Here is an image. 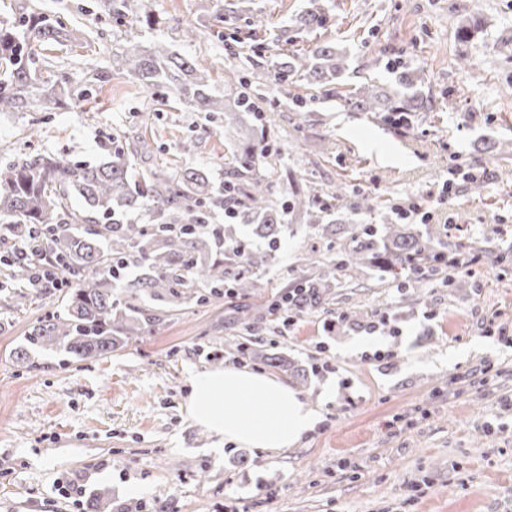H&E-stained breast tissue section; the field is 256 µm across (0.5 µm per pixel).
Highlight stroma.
Here are the masks:
<instances>
[{
	"instance_id": "1",
	"label": "stroma",
	"mask_w": 512,
	"mask_h": 512,
	"mask_svg": "<svg viewBox=\"0 0 512 512\" xmlns=\"http://www.w3.org/2000/svg\"><path fill=\"white\" fill-rule=\"evenodd\" d=\"M37 5L47 20L66 18L78 46L39 53L43 78L69 74L80 85L106 67L123 27L112 0H0V20ZM306 0H251V15L209 23L219 0H153L159 26L145 41L210 66L216 90L241 87L271 120L279 188L289 180L342 187L349 226L398 223L396 205L429 203L432 218L413 223L442 251H481L467 288L429 273L397 287L379 269L337 273L330 299L292 325L257 318L230 321L229 297L161 312L139 336L96 361L29 347L41 317L62 308L50 288L38 298L0 296V512H86L66 489L108 492L114 504L170 500L178 512H512V344L486 335L497 318L512 331V0H325L320 32L272 45L270 31L291 24ZM477 22L469 42L459 19ZM199 34L188 40L186 27ZM236 33L237 41H222ZM330 40L348 54L340 94L327 97L299 82L280 87L267 72L281 50L299 53ZM467 54L472 69L456 64ZM418 70L429 105L398 133L388 117L354 112L342 96L358 84L394 81ZM39 120L40 149H66L98 164L109 135H155V164L192 167L223 183L231 168L224 115L164 105L117 73L95 98L51 110L0 112V157L22 147ZM193 138L196 151L183 152ZM496 145L499 161H483ZM477 171L472 192L443 183L449 169ZM318 238L306 224L283 233L261 274L267 296L296 280ZM357 316L358 325L342 321ZM278 354L304 370L300 398L321 418L293 448L278 451L217 444L188 411L193 377L239 365L231 344ZM244 369L290 381L260 362Z\"/></svg>"
}]
</instances>
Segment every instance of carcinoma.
I'll list each match as a JSON object with an SVG mask.
<instances>
[{
	"mask_svg": "<svg viewBox=\"0 0 512 512\" xmlns=\"http://www.w3.org/2000/svg\"><path fill=\"white\" fill-rule=\"evenodd\" d=\"M139 2V17L127 24L112 64L93 73L79 90L64 73L43 80L33 60V44L67 39L69 30L61 19L45 23L39 13L30 12L16 25L0 22V112L23 111L36 97L51 107L73 98L87 100L118 72L133 77L147 91L171 90L195 112L224 113V126L233 133L227 148L234 166L221 189L194 169L142 168L140 162L152 152L144 135L131 142L112 138L107 160L97 165L74 161L60 150L20 152L0 163V225L10 238L25 240L45 254L70 282L62 289L63 312L45 314L33 327L28 344L80 360L107 356L138 335L144 323L156 319L136 304L143 295L167 311L189 301L219 298L226 284L239 298L262 296L266 284L257 269L277 251L285 225L294 219L318 228L319 237L329 241L348 233L336 222V212L344 206L338 188L321 194L312 186L294 183L287 202H273L270 178L275 163L270 161L269 130L261 111L235 88L215 94L210 68L162 43L145 46L142 29L152 25L153 9L150 0ZM327 20L321 0H308L296 18L309 32L324 28ZM347 65L344 49L332 41H318L304 53L282 55L268 76L278 86L296 79L333 96ZM421 82L416 72L402 71L391 83L363 82L344 100L357 112L409 115L427 104ZM74 197L83 201V208L71 206ZM140 208L152 215L151 223L124 221L128 212ZM225 208L230 209L229 220L249 226L253 236L266 241V252L241 253L233 226L209 223L212 211ZM438 253L403 224H368L350 234L349 247L340 253L332 252L329 244L323 251L310 248L303 277L296 285L283 287L288 310H317L336 287L338 271L356 273L379 265L403 287L409 281V262L430 263ZM3 264L0 292L24 290L31 297L40 293L31 286L33 263L9 253ZM130 268L141 274L127 281ZM234 350L243 359L283 367L279 358L241 343Z\"/></svg>",
	"mask_w": 512,
	"mask_h": 512,
	"instance_id": "carcinoma-1",
	"label": "carcinoma"
}]
</instances>
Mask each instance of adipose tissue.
Returning <instances> with one entry per match:
<instances>
[{
    "label": "adipose tissue",
    "mask_w": 512,
    "mask_h": 512,
    "mask_svg": "<svg viewBox=\"0 0 512 512\" xmlns=\"http://www.w3.org/2000/svg\"><path fill=\"white\" fill-rule=\"evenodd\" d=\"M189 413L219 441L266 450L296 446L320 415L286 383L236 368L196 374Z\"/></svg>",
    "instance_id": "1"
}]
</instances>
